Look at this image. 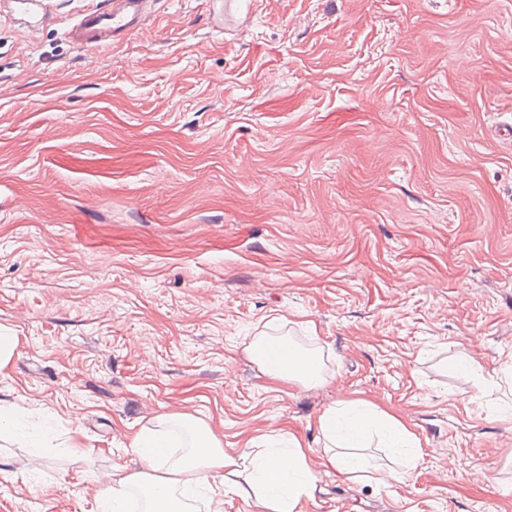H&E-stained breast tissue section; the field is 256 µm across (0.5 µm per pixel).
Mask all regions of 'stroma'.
I'll return each mask as SVG.
<instances>
[{"label": "stroma", "mask_w": 512, "mask_h": 512, "mask_svg": "<svg viewBox=\"0 0 512 512\" xmlns=\"http://www.w3.org/2000/svg\"><path fill=\"white\" fill-rule=\"evenodd\" d=\"M104 2L0 0V405L57 438L0 439V512H100L162 414L296 435L301 512H512V0H223L218 32L213 0H157L116 45L65 38ZM257 336L323 385L271 381ZM358 399L412 475L322 467L319 417ZM20 343L21 337L14 329L0 326V375L7 373ZM274 346L290 349L291 360L289 361L286 357L280 363L272 361L269 349ZM251 354L264 373L272 380L299 381L308 386L321 384L325 380L322 375L321 359L317 354L300 352L285 341L260 336L251 344ZM454 368L473 375L482 396L492 394L494 387L498 386V383L494 380H490L488 382L485 379L480 363L467 354H464L457 359Z\"/></svg>", "instance_id": "obj_1"}]
</instances>
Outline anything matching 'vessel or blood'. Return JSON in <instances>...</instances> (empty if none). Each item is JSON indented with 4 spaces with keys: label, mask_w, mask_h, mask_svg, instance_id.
<instances>
[{
    "label": "vessel or blood",
    "mask_w": 512,
    "mask_h": 512,
    "mask_svg": "<svg viewBox=\"0 0 512 512\" xmlns=\"http://www.w3.org/2000/svg\"><path fill=\"white\" fill-rule=\"evenodd\" d=\"M154 6L155 0H108L106 6L79 15L65 36L80 46L95 43L103 35L120 41L140 31Z\"/></svg>",
    "instance_id": "obj_1"
}]
</instances>
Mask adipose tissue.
I'll list each match as a JSON object with an SVG mask.
<instances>
[{"mask_svg":"<svg viewBox=\"0 0 512 512\" xmlns=\"http://www.w3.org/2000/svg\"><path fill=\"white\" fill-rule=\"evenodd\" d=\"M275 339L258 337L251 353L264 373L276 381L318 385L324 380L317 354L293 351L291 359L272 361L269 351ZM326 440L322 464L338 474L354 478L364 469L363 459L353 454L374 430H383L395 451L406 457L407 470H415L421 448L405 423L395 415L368 407L332 408L318 420ZM140 461L138 470L101 484L96 500L112 512H126L131 492L144 500V512H186L188 501L198 499L212 478L230 474L229 486L237 496L255 499L263 512H300L301 503L315 489V474L308 464V450L296 436L285 447L265 456L250 449L227 452L222 437L207 424L185 414L162 415L156 428L136 434L130 443Z\"/></svg>","mask_w":512,"mask_h":512,"instance_id":"1","label":"adipose tissue"}]
</instances>
